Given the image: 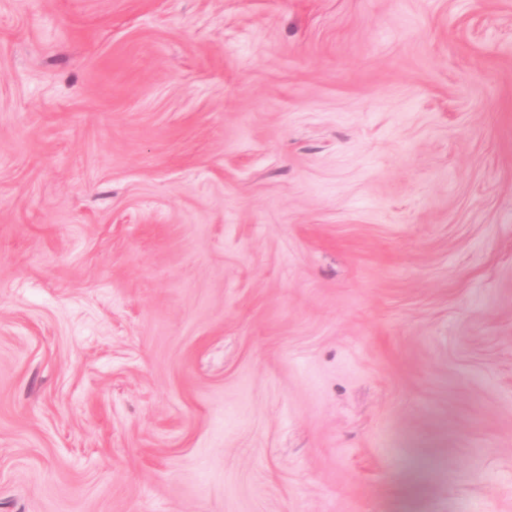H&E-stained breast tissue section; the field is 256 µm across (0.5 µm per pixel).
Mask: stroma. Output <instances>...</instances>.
Listing matches in <instances>:
<instances>
[{"label":"stroma","instance_id":"35a3bbf8","mask_svg":"<svg viewBox=\"0 0 512 512\" xmlns=\"http://www.w3.org/2000/svg\"><path fill=\"white\" fill-rule=\"evenodd\" d=\"M0 512H512V0H0Z\"/></svg>","mask_w":512,"mask_h":512}]
</instances>
